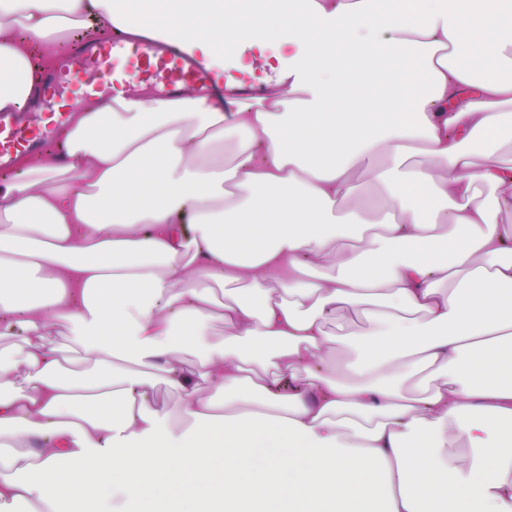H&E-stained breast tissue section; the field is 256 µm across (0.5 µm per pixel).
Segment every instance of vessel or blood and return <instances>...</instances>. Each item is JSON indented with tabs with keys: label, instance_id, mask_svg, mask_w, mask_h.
<instances>
[{
	"label": "vessel or blood",
	"instance_id": "1",
	"mask_svg": "<svg viewBox=\"0 0 512 512\" xmlns=\"http://www.w3.org/2000/svg\"><path fill=\"white\" fill-rule=\"evenodd\" d=\"M120 56L133 59L135 69L128 71L114 67V59ZM132 72L139 79L163 85L165 93L170 96L181 93L186 85L210 89L219 76L189 55L179 43L155 45L141 41L133 46L122 31L116 30L111 40L105 43L93 37L71 39L58 62L37 69L31 94L45 99L60 97L71 76L78 77L89 92L100 93L108 86L118 88L125 85ZM66 122L67 115L63 112L51 126L32 120L27 114L9 121L0 119V170L5 172L13 166L17 152L32 155L42 151L54 138L56 129Z\"/></svg>",
	"mask_w": 512,
	"mask_h": 512
}]
</instances>
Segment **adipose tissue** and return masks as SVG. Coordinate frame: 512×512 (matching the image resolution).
Segmentation results:
<instances>
[{
  "label": "adipose tissue",
  "mask_w": 512,
  "mask_h": 512,
  "mask_svg": "<svg viewBox=\"0 0 512 512\" xmlns=\"http://www.w3.org/2000/svg\"><path fill=\"white\" fill-rule=\"evenodd\" d=\"M90 19L265 87L75 100L0 181V512H512V0H0V113Z\"/></svg>",
  "instance_id": "obj_1"
}]
</instances>
